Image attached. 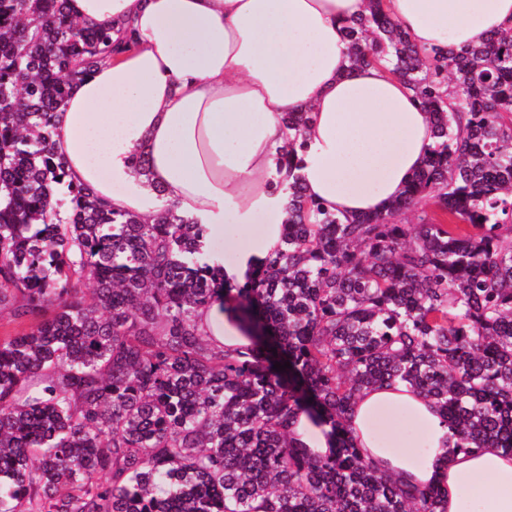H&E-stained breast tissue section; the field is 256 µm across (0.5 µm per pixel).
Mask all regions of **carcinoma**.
<instances>
[{"label": "carcinoma", "mask_w": 512, "mask_h": 512, "mask_svg": "<svg viewBox=\"0 0 512 512\" xmlns=\"http://www.w3.org/2000/svg\"><path fill=\"white\" fill-rule=\"evenodd\" d=\"M66 2L0 0V309L26 324L0 336V512H447L348 418L404 384L454 447L512 454V29L422 50L368 0L349 68L386 64L435 142L386 213L343 221L304 195L309 116L288 113L286 246L236 288L250 344L229 348L200 324L226 291L208 228L65 180L69 85L115 47ZM302 413L330 426L328 455L297 446Z\"/></svg>", "instance_id": "carcinoma-1"}]
</instances>
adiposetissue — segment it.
<instances>
[{
  "instance_id": "adipose-tissue-1",
  "label": "adipose tissue",
  "mask_w": 512,
  "mask_h": 512,
  "mask_svg": "<svg viewBox=\"0 0 512 512\" xmlns=\"http://www.w3.org/2000/svg\"><path fill=\"white\" fill-rule=\"evenodd\" d=\"M367 0H67L69 14L108 28L111 61L73 84L55 139L67 179L113 211L164 206L209 228L234 284L284 246L287 113L310 109L306 196L340 218L385 212L420 168L432 123L381 66L346 68L345 25ZM420 48L479 45L512 29V0H386ZM232 298L204 310L208 334L246 344ZM408 410L428 434L422 459L388 451L376 413ZM357 445L415 486L448 493V512H512V455L450 449L434 404L399 386L367 390L351 418ZM473 482L471 500L459 492Z\"/></svg>"
}]
</instances>
